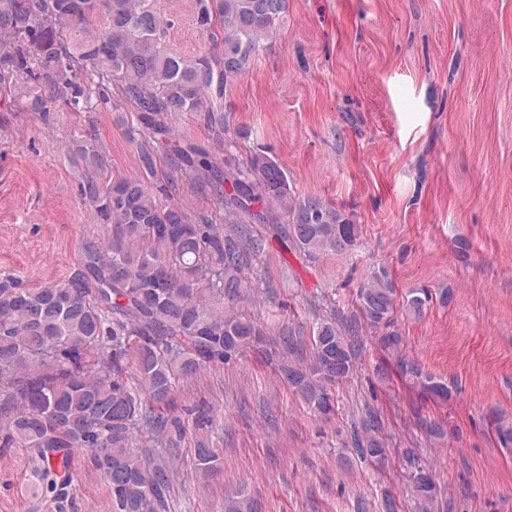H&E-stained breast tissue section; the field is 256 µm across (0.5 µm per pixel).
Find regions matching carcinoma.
Instances as JSON below:
<instances>
[{
	"label": "carcinoma",
	"mask_w": 512,
	"mask_h": 512,
	"mask_svg": "<svg viewBox=\"0 0 512 512\" xmlns=\"http://www.w3.org/2000/svg\"><path fill=\"white\" fill-rule=\"evenodd\" d=\"M287 8L288 0H195L212 50L188 59L168 47L169 23L152 0H0V76H29L31 111L81 102L89 110L93 94L103 98L114 88L144 130L140 177L114 172L94 132L74 144L81 195L106 227L79 268L41 289L0 277V448L38 449L45 480L70 454L88 455L109 490L111 512H169L188 436L177 389L247 351L273 365L314 415L330 420L338 411L332 387L356 372L359 336L372 329L401 377L448 399V385L407 357L396 328L398 312L419 318L431 296L399 295L384 268L358 289L350 317L317 319L306 340L290 329L270 340L260 322L224 309L262 281L248 276L264 249L248 227L251 205L263 204L270 221L272 206L283 208L282 234L300 256L344 254L360 237L351 216L318 198L288 204V175L266 151L228 174L190 143L173 150L172 173L159 185L171 202L160 203L146 183L157 175L154 143L168 137V115L203 109L209 127L224 132L228 79L267 49ZM184 181L211 189L224 214L190 218L174 201ZM192 415L193 464L208 479L221 461L213 419L204 403ZM492 425L500 446L511 448L512 421L499 416ZM379 427L373 417L351 436L359 458L376 468L388 460ZM409 479L418 512H433V472L415 462ZM224 512H257V505L232 496Z\"/></svg>",
	"instance_id": "cac0c4a2"
}]
</instances>
